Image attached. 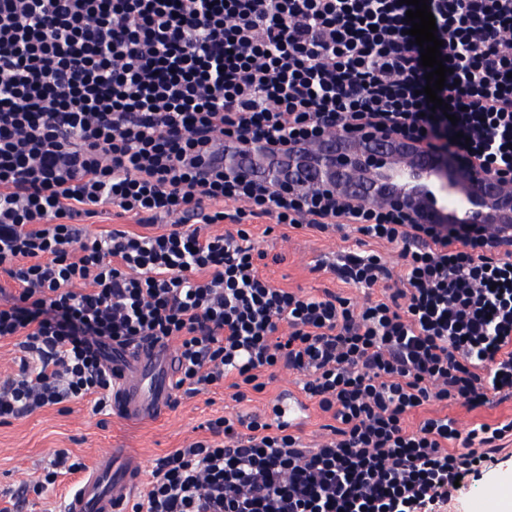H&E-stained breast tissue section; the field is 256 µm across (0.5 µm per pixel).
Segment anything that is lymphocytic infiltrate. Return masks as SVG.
<instances>
[{
    "label": "lymphocytic infiltrate",
    "mask_w": 512,
    "mask_h": 512,
    "mask_svg": "<svg viewBox=\"0 0 512 512\" xmlns=\"http://www.w3.org/2000/svg\"><path fill=\"white\" fill-rule=\"evenodd\" d=\"M426 3L441 109L399 0H0V339L19 352L0 421L106 412V350L173 342L175 392L226 385L240 402L285 370L327 434L310 448L296 423L208 420L130 512H441L456 478L512 459V417L419 415L512 399V232L201 167L227 140L340 130L512 177V0ZM107 207L137 230L81 229ZM262 217L372 242L313 266L363 304L274 285L248 227Z\"/></svg>",
    "instance_id": "lymphocytic-infiltrate-1"
}]
</instances>
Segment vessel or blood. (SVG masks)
I'll use <instances>...</instances> for the list:
<instances>
[{
    "label": "vessel or blood",
    "mask_w": 512,
    "mask_h": 512,
    "mask_svg": "<svg viewBox=\"0 0 512 512\" xmlns=\"http://www.w3.org/2000/svg\"><path fill=\"white\" fill-rule=\"evenodd\" d=\"M232 155L237 168L259 181L278 178L307 188L336 186L368 202L388 204L393 198L415 196L418 209L433 224H467L488 231L496 225L490 209L480 201L481 185L463 162L458 188H449L438 157L420 143L376 140H325L288 150L258 151L225 142L215 163ZM112 410L129 421L160 417L172 400L178 361L172 347L144 344L130 352L114 349ZM141 480L137 458L117 451L105 454L77 482L64 500L65 512H127Z\"/></svg>",
    "instance_id": "obj_1"
}]
</instances>
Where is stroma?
Segmentation results:
<instances>
[{
  "instance_id": "stroma-1",
  "label": "stroma",
  "mask_w": 512,
  "mask_h": 512,
  "mask_svg": "<svg viewBox=\"0 0 512 512\" xmlns=\"http://www.w3.org/2000/svg\"><path fill=\"white\" fill-rule=\"evenodd\" d=\"M261 229L259 246L270 260L264 269L274 284L318 293L323 289L341 293L352 303H361V291L338 281L331 273L314 271L321 256L343 248L340 234L295 231L270 227L268 219L257 220ZM293 375L283 372L269 383L265 393L242 404L231 398L230 390L210 388L179 403L154 421L129 423L116 415L101 417L82 401L42 408L32 414L0 424V512H59L75 475H65L43 497H29L13 505L11 497L23 482L36 479L52 453L65 449L85 465H94L111 448H125L138 455L144 471L155 460L187 441L203 436V424L210 419L235 413L264 414L270 402L287 390H295ZM512 482V459L500 464L484 483L472 486L461 500L452 502L448 512H493L492 494L497 484Z\"/></svg>"
}]
</instances>
